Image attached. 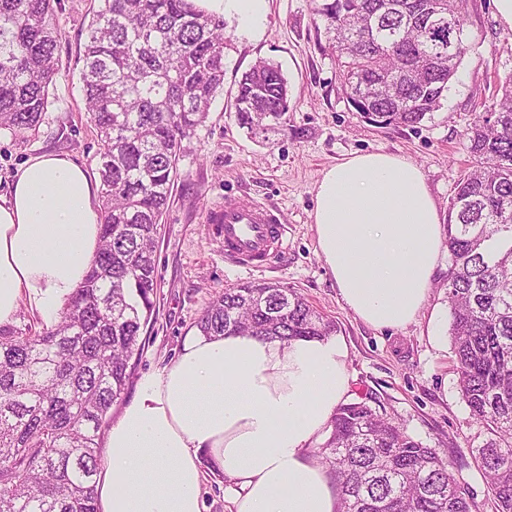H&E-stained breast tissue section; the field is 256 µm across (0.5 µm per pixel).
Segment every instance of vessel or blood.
Segmentation results:
<instances>
[{
  "instance_id": "1",
  "label": "vessel or blood",
  "mask_w": 512,
  "mask_h": 512,
  "mask_svg": "<svg viewBox=\"0 0 512 512\" xmlns=\"http://www.w3.org/2000/svg\"><path fill=\"white\" fill-rule=\"evenodd\" d=\"M209 221L223 233L225 258L247 267L269 268L284 248L285 227L263 203L228 204L211 213Z\"/></svg>"
}]
</instances>
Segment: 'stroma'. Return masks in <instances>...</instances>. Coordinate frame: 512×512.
<instances>
[{
    "label": "stroma",
    "mask_w": 512,
    "mask_h": 512,
    "mask_svg": "<svg viewBox=\"0 0 512 512\" xmlns=\"http://www.w3.org/2000/svg\"><path fill=\"white\" fill-rule=\"evenodd\" d=\"M100 0H60L58 73L37 135L18 139L0 133V196L30 158L45 152L66 156L90 172L101 148L86 112L83 50L86 28ZM313 0H268L260 35L246 34L237 16L225 15L224 88L208 117L183 142L170 205L157 249L159 313L142 336L134 377L162 369L179 354L184 337L215 293L250 282L279 283L300 292L333 317L349 348L355 399L401 423L424 445L453 460L452 472L480 512H495L488 484L472 451L488 435L459 393L450 343L435 345L429 328L450 333L448 256L440 254L427 305L400 329H376L344 306L320 256L312 220L315 187L325 170L355 154L383 152L404 157L422 170L440 216L459 178L472 166L466 132L475 114L496 102L500 78L512 73V29L497 18L494 0H467L468 50L448 87L443 107L416 127L368 122L349 103L336 61L316 16ZM278 63L288 80L286 122L251 134L239 125L234 97L244 72L257 61ZM235 202H261L287 227L285 251L271 268L257 271L224 257L213 209Z\"/></svg>",
    "instance_id": "obj_1"
}]
</instances>
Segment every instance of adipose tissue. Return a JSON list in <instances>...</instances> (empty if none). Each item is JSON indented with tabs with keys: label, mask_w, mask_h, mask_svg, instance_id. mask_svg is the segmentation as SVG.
<instances>
[{
	"label": "adipose tissue",
	"mask_w": 512,
	"mask_h": 512,
	"mask_svg": "<svg viewBox=\"0 0 512 512\" xmlns=\"http://www.w3.org/2000/svg\"><path fill=\"white\" fill-rule=\"evenodd\" d=\"M261 29L267 0H195ZM320 255L345 306L377 329L415 321L443 247L442 219L418 166L366 153L329 168L312 212ZM100 237L97 189L57 154L28 160L0 196V327L21 309L54 323ZM337 336L283 343L186 336L175 362L146 374L107 431L101 512H202L201 463L233 492L232 512H340L315 445L351 397Z\"/></svg>",
	"instance_id": "obj_1"
}]
</instances>
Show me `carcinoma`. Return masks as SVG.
<instances>
[{"label": "carcinoma", "mask_w": 512, "mask_h": 512, "mask_svg": "<svg viewBox=\"0 0 512 512\" xmlns=\"http://www.w3.org/2000/svg\"><path fill=\"white\" fill-rule=\"evenodd\" d=\"M55 0H0V131L38 134L57 75ZM82 70L103 146L100 245L58 320L33 336L0 327V512H97L100 433L156 319V251L182 142L224 85V20L193 0H101ZM467 0H321L342 84L381 125L413 127L441 107L468 50ZM494 112L467 132L474 165L445 224L447 302L461 397L489 439L475 462L496 512H512V75ZM251 132L289 111L278 64L258 61L234 97ZM204 336L287 343L331 336L336 320L296 290L224 288L203 309ZM320 462L341 512H476L436 449L367 403L336 410Z\"/></svg>", "instance_id": "obj_1"}]
</instances>
